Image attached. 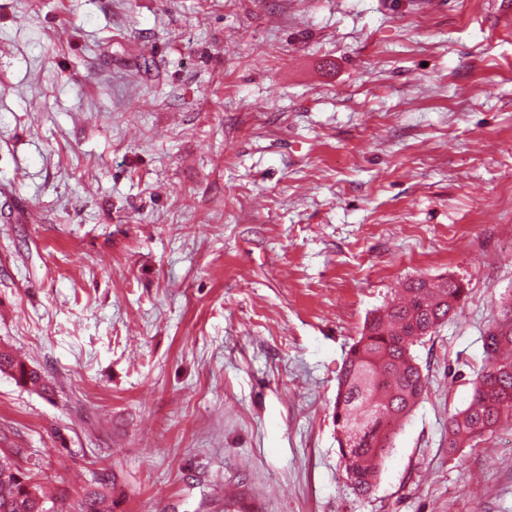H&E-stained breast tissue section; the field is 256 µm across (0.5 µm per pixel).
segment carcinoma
<instances>
[{"label":"carcinoma","mask_w":512,"mask_h":512,"mask_svg":"<svg viewBox=\"0 0 512 512\" xmlns=\"http://www.w3.org/2000/svg\"><path fill=\"white\" fill-rule=\"evenodd\" d=\"M464 289L456 281L411 280L406 297L366 320L351 346L339 379L335 418L344 471L354 490L370 492L391 447L396 427L424 394V379L413 356L418 333L437 328L453 314ZM486 362L472 402L448 420V450L457 451L493 430L512 412V304L502 322L484 336ZM0 374L38 393L48 391L40 370L0 348ZM0 512H46L44 495L32 478L0 453Z\"/></svg>","instance_id":"obj_1"}]
</instances>
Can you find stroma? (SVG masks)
I'll return each instance as SVG.
<instances>
[{
	"label": "stroma",
	"instance_id": "35a3bbf8",
	"mask_svg": "<svg viewBox=\"0 0 512 512\" xmlns=\"http://www.w3.org/2000/svg\"><path fill=\"white\" fill-rule=\"evenodd\" d=\"M494 0H0V450L81 512H512V422L457 452L512 302ZM455 315L368 495L334 405L368 316ZM0 374L10 376L16 384L38 393L48 391V383L40 370L29 366L8 348H0Z\"/></svg>",
	"mask_w": 512,
	"mask_h": 512
}]
</instances>
